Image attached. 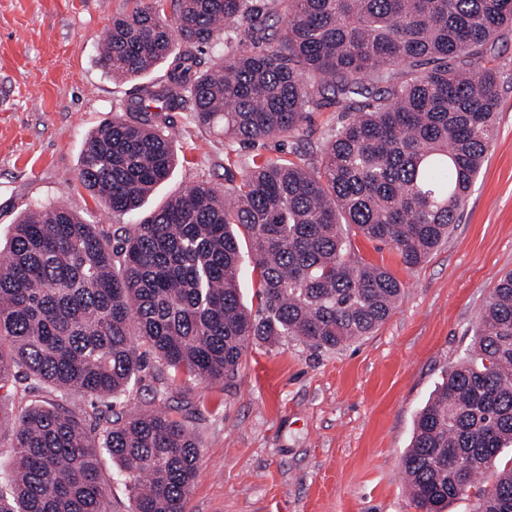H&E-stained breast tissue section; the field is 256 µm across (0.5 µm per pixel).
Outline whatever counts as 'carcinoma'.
Returning a JSON list of instances; mask_svg holds the SVG:
<instances>
[{
    "instance_id": "carcinoma-1",
    "label": "carcinoma",
    "mask_w": 512,
    "mask_h": 512,
    "mask_svg": "<svg viewBox=\"0 0 512 512\" xmlns=\"http://www.w3.org/2000/svg\"><path fill=\"white\" fill-rule=\"evenodd\" d=\"M102 53L115 75L170 62L125 114L84 144L79 180L107 209L139 210L177 163L163 112L190 111L244 147L339 112L313 161L224 158V189L170 196L113 237L62 205L15 224L0 255V389L50 387L0 443V512H111L108 456L132 512H184L196 435L162 409L127 417L119 398L166 372L231 383L246 343L291 336L334 350L393 314L401 282L351 236L426 261L457 222L495 130L498 78L485 53L512 28V0H130ZM224 42L201 69L200 48ZM260 306L240 297L241 246ZM89 401L77 415L72 395ZM512 272L493 289L464 357L418 415L402 468L420 512L474 491L475 512H512Z\"/></svg>"
}]
</instances>
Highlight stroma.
I'll return each instance as SVG.
<instances>
[{
    "mask_svg": "<svg viewBox=\"0 0 512 512\" xmlns=\"http://www.w3.org/2000/svg\"><path fill=\"white\" fill-rule=\"evenodd\" d=\"M125 0H0V252L28 210L61 202L111 230L139 223L171 193L224 184L223 133L176 112L179 162L139 212L117 216L79 181L86 138L120 116L145 79L113 78L99 47ZM498 76L496 135L447 240L426 262L353 240L365 262L403 284L393 315L371 336L330 351L292 338L247 343L232 385H170L165 410L200 442L184 512H417L401 461L418 412L469 346L500 277L512 271V31L487 57ZM336 112H318L303 136L255 152L319 154Z\"/></svg>",
    "mask_w": 512,
    "mask_h": 512,
    "instance_id": "obj_1",
    "label": "stroma"
}]
</instances>
